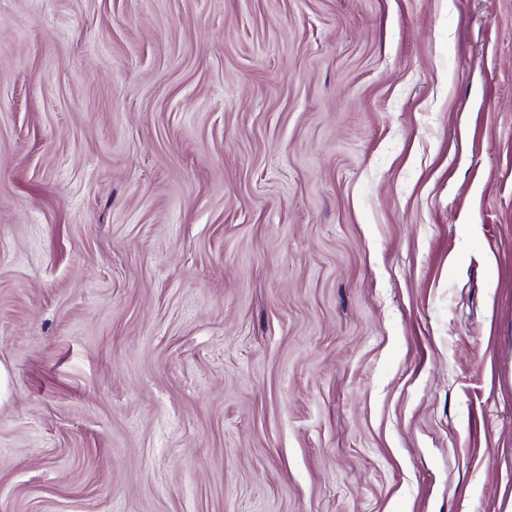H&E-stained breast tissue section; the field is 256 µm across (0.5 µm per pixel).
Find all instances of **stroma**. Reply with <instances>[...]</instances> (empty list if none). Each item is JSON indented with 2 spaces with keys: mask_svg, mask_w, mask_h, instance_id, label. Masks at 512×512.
<instances>
[{
  "mask_svg": "<svg viewBox=\"0 0 512 512\" xmlns=\"http://www.w3.org/2000/svg\"><path fill=\"white\" fill-rule=\"evenodd\" d=\"M512 0H0V512H507Z\"/></svg>",
  "mask_w": 512,
  "mask_h": 512,
  "instance_id": "35a3bbf8",
  "label": "stroma"
}]
</instances>
